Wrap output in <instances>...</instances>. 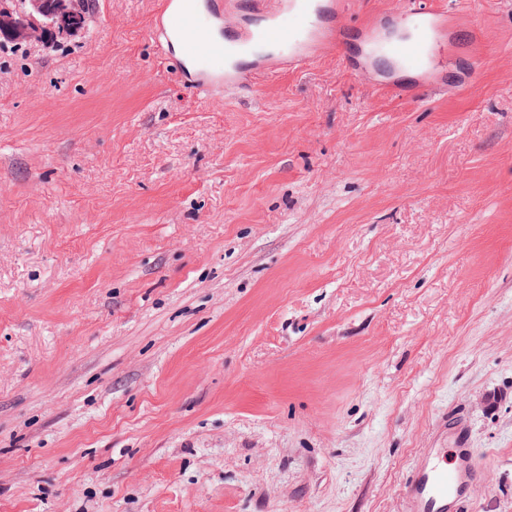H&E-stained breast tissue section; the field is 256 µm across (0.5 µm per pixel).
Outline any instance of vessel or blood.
Returning a JSON list of instances; mask_svg holds the SVG:
<instances>
[{"label": "vessel or blood", "mask_w": 512, "mask_h": 512, "mask_svg": "<svg viewBox=\"0 0 512 512\" xmlns=\"http://www.w3.org/2000/svg\"><path fill=\"white\" fill-rule=\"evenodd\" d=\"M352 30L358 42L349 69L367 70L384 54L396 72L413 76L417 92L443 86L460 53L453 11L432 0H401L358 17L349 0H159L152 23L160 54L205 97L258 93L260 79L342 51ZM482 481L467 449L453 462L445 451L431 453L405 485L404 512H466Z\"/></svg>", "instance_id": "b4317fda"}]
</instances>
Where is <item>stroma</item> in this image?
Listing matches in <instances>:
<instances>
[{
    "mask_svg": "<svg viewBox=\"0 0 512 512\" xmlns=\"http://www.w3.org/2000/svg\"><path fill=\"white\" fill-rule=\"evenodd\" d=\"M156 0L0 50V512H512V0L472 89L199 98ZM458 449V461L448 462L447 450L425 457L404 489V512H467L465 503L483 481L467 448Z\"/></svg>",
    "mask_w": 512,
    "mask_h": 512,
    "instance_id": "1",
    "label": "stroma"
}]
</instances>
